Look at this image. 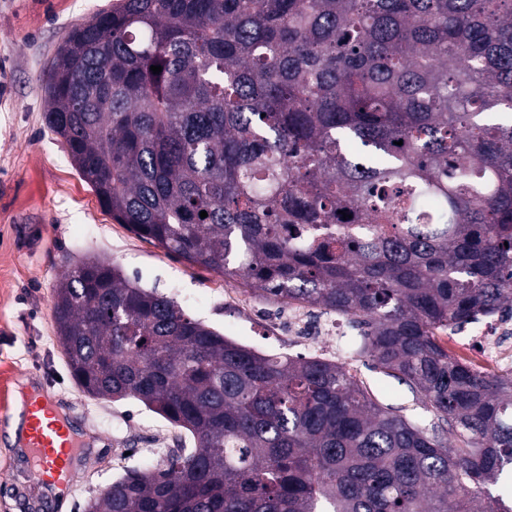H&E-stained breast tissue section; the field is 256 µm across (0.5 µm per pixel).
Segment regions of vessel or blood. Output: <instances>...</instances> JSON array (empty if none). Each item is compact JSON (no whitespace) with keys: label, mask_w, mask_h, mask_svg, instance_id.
<instances>
[{"label":"vessel or blood","mask_w":512,"mask_h":512,"mask_svg":"<svg viewBox=\"0 0 512 512\" xmlns=\"http://www.w3.org/2000/svg\"><path fill=\"white\" fill-rule=\"evenodd\" d=\"M55 399L35 387L23 396L17 450L27 466L31 488L53 497H68L77 478L73 458L84 447L70 421L54 412Z\"/></svg>","instance_id":"b4317fda"}]
</instances>
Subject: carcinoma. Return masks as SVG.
I'll list each match as a JSON object with an SVG mask.
<instances>
[{
  "mask_svg": "<svg viewBox=\"0 0 512 512\" xmlns=\"http://www.w3.org/2000/svg\"><path fill=\"white\" fill-rule=\"evenodd\" d=\"M45 100L113 220L258 298L348 318L433 413L408 418L335 361L242 346L89 257L54 301L72 377L194 448L88 512H512L493 490L512 372L440 342L512 315V0H118L63 39Z\"/></svg>",
  "mask_w": 512,
  "mask_h": 512,
  "instance_id": "1",
  "label": "carcinoma"
}]
</instances>
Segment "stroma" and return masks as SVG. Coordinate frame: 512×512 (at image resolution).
<instances>
[{
	"mask_svg": "<svg viewBox=\"0 0 512 512\" xmlns=\"http://www.w3.org/2000/svg\"><path fill=\"white\" fill-rule=\"evenodd\" d=\"M111 2L0 0V412L33 383L96 438L77 460L72 494L55 505L27 490L25 467L0 431V512H83L127 469L162 465L169 449L189 437L135 400L94 399L78 388L53 316L67 263L107 258L130 280L176 302L197 296L190 315L238 344L267 354L309 353L266 324L285 306L252 297L238 280L189 264L114 221L48 129L44 87L57 48L72 27ZM338 361L379 401L411 418L422 413L409 387L374 370L368 356L348 349Z\"/></svg>",
	"mask_w": 512,
	"mask_h": 512,
	"instance_id": "1",
	"label": "stroma"
}]
</instances>
